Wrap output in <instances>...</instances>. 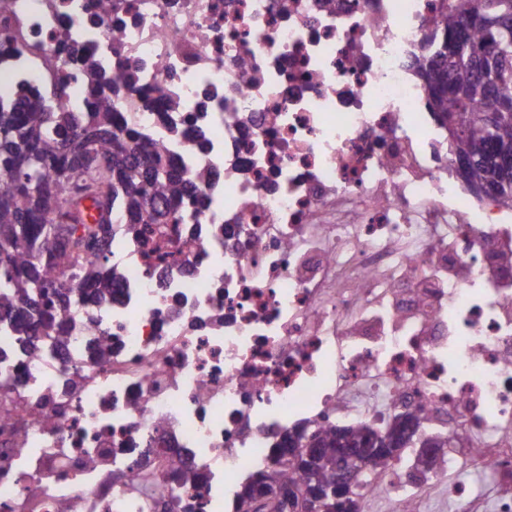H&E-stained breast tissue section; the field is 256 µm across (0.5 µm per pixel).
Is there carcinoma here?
I'll return each mask as SVG.
<instances>
[{"label":"carcinoma","mask_w":512,"mask_h":512,"mask_svg":"<svg viewBox=\"0 0 512 512\" xmlns=\"http://www.w3.org/2000/svg\"><path fill=\"white\" fill-rule=\"evenodd\" d=\"M419 59L418 75L430 109L441 125L457 123L460 134L448 143V153L474 151L462 178L475 192L492 182L501 185L496 198L512 207V179L500 175L494 158L512 151V118L499 119L505 107L512 113V0H476L468 8L441 14ZM86 111L72 112L55 83L37 100L26 85L0 94V325L11 329L23 349L34 336L65 339L64 328L78 307L99 306L112 299L115 267L112 239L131 237L139 224H185L193 213L189 203L196 183L171 166L161 146L146 132L117 117L108 82L91 62L85 63ZM108 163L112 177V214L123 216L99 224L77 251L60 248L44 258L62 234L54 222L56 210L71 204L70 189L94 177L90 160ZM97 255L87 266L81 258ZM304 431L282 436L273 446L272 466L259 471L239 493L234 512H252L255 487L272 494L288 487L296 502L308 487L298 443ZM366 424L339 432L329 424L306 438L320 451L314 483L336 481V449L342 443L367 447L381 442Z\"/></svg>","instance_id":"obj_1"}]
</instances>
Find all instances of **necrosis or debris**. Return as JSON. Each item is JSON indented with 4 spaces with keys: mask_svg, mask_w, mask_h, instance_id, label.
Instances as JSON below:
<instances>
[{
    "mask_svg": "<svg viewBox=\"0 0 512 512\" xmlns=\"http://www.w3.org/2000/svg\"><path fill=\"white\" fill-rule=\"evenodd\" d=\"M450 0H8L0 88L131 78L132 121L199 185L188 224L114 241L65 345L0 328V512H224L291 422L422 415L512 512V212L452 180L413 62Z\"/></svg>",
    "mask_w": 512,
    "mask_h": 512,
    "instance_id": "necrosis-or-debris-1",
    "label": "necrosis or debris"
}]
</instances>
